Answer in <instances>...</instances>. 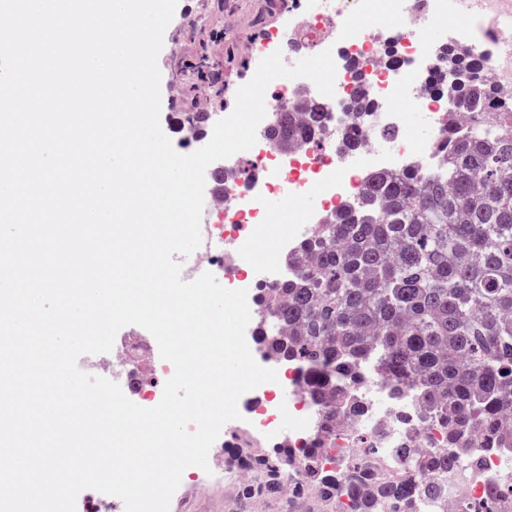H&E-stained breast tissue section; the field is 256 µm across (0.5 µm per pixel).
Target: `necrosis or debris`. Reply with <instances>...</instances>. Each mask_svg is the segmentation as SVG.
<instances>
[{
    "label": "necrosis or debris",
    "mask_w": 512,
    "mask_h": 512,
    "mask_svg": "<svg viewBox=\"0 0 512 512\" xmlns=\"http://www.w3.org/2000/svg\"><path fill=\"white\" fill-rule=\"evenodd\" d=\"M448 21L454 24V45L482 55L488 74L498 76L502 63L512 58V24L485 25L462 0H315L296 19L288 44L303 47L309 56L331 50L337 68L335 95L323 98L305 79L266 95L265 108L271 113L304 98L327 100L330 117L323 150L318 153L301 144L284 154L270 150L265 136H258L253 150L263 161L260 175L247 187L226 178V200L205 199L204 210L216 221L202 225L201 263L187 265V276L194 279L208 271L230 288H251L248 272L255 267L254 255L239 248L233 261L224 259L226 226L247 224L256 240L269 234L275 238L278 257L264 280L265 285L275 284L288 276L283 260L310 229L270 224L267 195L280 196L293 210L302 193L309 191L320 196L324 207L335 208L356 199L372 173L437 167L442 126L455 109L453 81L424 33ZM360 97L368 110L359 118L351 104ZM413 109L423 112L426 133H412L409 112ZM350 126L358 127L362 145L343 152L336 140ZM348 386L367 404L356 428L367 431L377 450L376 455L364 457V466L376 460L394 464L396 449L408 439L435 447V440L425 437L421 429L416 403L398 396L381 377L377 364L363 362ZM254 394L252 406L269 434L282 436L287 424L301 440L311 439L317 409L305 396L301 370L288 372L283 382L260 385ZM480 455L478 470L456 466L436 476L443 501L454 504L457 512H468L488 480L512 477V457L487 449Z\"/></svg>",
    "instance_id": "1"
}]
</instances>
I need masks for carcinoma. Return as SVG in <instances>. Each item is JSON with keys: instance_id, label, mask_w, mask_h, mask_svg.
I'll use <instances>...</instances> for the list:
<instances>
[{"instance_id": "1", "label": "carcinoma", "mask_w": 512, "mask_h": 512, "mask_svg": "<svg viewBox=\"0 0 512 512\" xmlns=\"http://www.w3.org/2000/svg\"><path fill=\"white\" fill-rule=\"evenodd\" d=\"M442 54L456 107L482 111L497 88L481 63L455 48ZM326 115L313 102L283 112L267 139L283 150L315 140ZM442 153L437 172L371 175L357 208L334 210L288 254L293 277L260 289L258 342L305 368L319 426L279 464L253 460L265 481L244 494H280L288 466L339 512H421L441 495L432 472L479 467L476 448L512 453V114L473 122ZM369 357L447 444L397 449L396 475L367 474L354 458L336 470L318 463L336 419L364 412L338 383ZM496 486L470 509L499 512Z\"/></svg>"}]
</instances>
